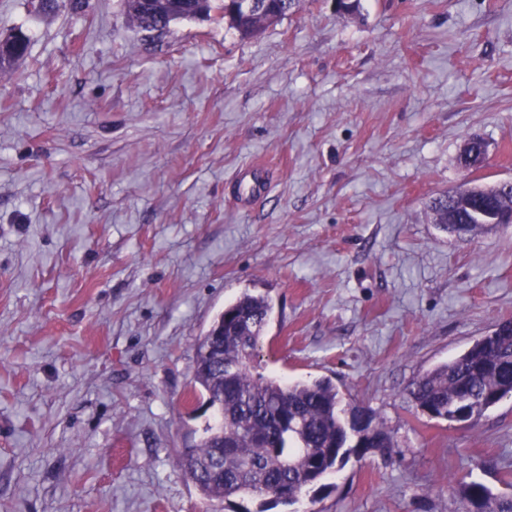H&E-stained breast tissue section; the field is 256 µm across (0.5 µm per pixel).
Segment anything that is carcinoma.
<instances>
[{"label": "carcinoma", "instance_id": "cac0c4a2", "mask_svg": "<svg viewBox=\"0 0 512 512\" xmlns=\"http://www.w3.org/2000/svg\"><path fill=\"white\" fill-rule=\"evenodd\" d=\"M138 0H127L129 13L148 33L167 32L171 24L218 12L242 37L267 26L260 15L225 14V0H168L150 14ZM29 50V39L13 32L0 40V69L10 68ZM512 209V188L487 193L473 187L433 199L434 221L448 228V216L472 227L454 230L463 238L478 228L472 212L482 208ZM271 304L267 297L244 292L215 319L224 335L205 334L195 348L193 399L213 408L214 425L204 428L189 449L183 473L209 500H251L255 512H269L274 503L293 504L304 492L343 467L350 455L372 445L383 452L392 436L368 407L342 405L343 397L326 379L288 381L261 371L260 341ZM407 394L431 418L455 421L464 407L473 420L512 396V335H486L448 363L412 382ZM456 490L481 512H512V494H495L478 482H459Z\"/></svg>", "mask_w": 512, "mask_h": 512}]
</instances>
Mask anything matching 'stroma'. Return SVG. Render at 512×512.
<instances>
[{
  "instance_id": "obj_1",
  "label": "stroma",
  "mask_w": 512,
  "mask_h": 512,
  "mask_svg": "<svg viewBox=\"0 0 512 512\" xmlns=\"http://www.w3.org/2000/svg\"><path fill=\"white\" fill-rule=\"evenodd\" d=\"M0 70V512H230L180 467L203 434L194 343L249 291L265 372L330 380L391 432L273 512H465L504 491L512 397L475 424L406 389L512 318V226L463 242L450 191L512 180V0H300L243 38L161 36L126 0L34 16ZM482 138L484 162H459ZM249 164L267 193L224 194ZM456 490L467 504V512H473L470 505L480 502V512H512V494H494L478 482H459Z\"/></svg>"
}]
</instances>
